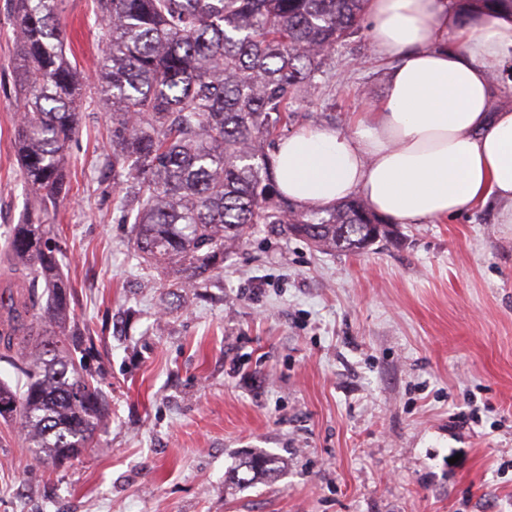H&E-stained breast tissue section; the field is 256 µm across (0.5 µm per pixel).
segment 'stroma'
<instances>
[{"label":"stroma","instance_id":"35a3bbf8","mask_svg":"<svg viewBox=\"0 0 512 512\" xmlns=\"http://www.w3.org/2000/svg\"><path fill=\"white\" fill-rule=\"evenodd\" d=\"M96 2L61 5L81 120L49 222L112 413L58 469L0 418V512H512V224L496 202L360 253L257 224L207 287L170 288L116 209ZM15 48L0 0V242L33 212ZM390 71L360 29L298 104L300 127L351 132ZM250 454L285 465L227 481Z\"/></svg>","mask_w":512,"mask_h":512}]
</instances>
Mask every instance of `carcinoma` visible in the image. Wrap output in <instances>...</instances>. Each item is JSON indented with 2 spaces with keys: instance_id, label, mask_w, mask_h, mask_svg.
Wrapping results in <instances>:
<instances>
[{
  "instance_id": "1",
  "label": "carcinoma",
  "mask_w": 512,
  "mask_h": 512,
  "mask_svg": "<svg viewBox=\"0 0 512 512\" xmlns=\"http://www.w3.org/2000/svg\"><path fill=\"white\" fill-rule=\"evenodd\" d=\"M61 0H10L18 31L13 63L23 109L15 143L24 186L38 212L5 242L30 304L14 296L0 308L46 305L29 323L0 332L7 350L32 345L15 367L19 392L0 380V417L18 418L29 447L63 465L90 447L110 403L73 355L91 337L66 326L71 288L62 248L43 223L45 209L70 190L65 171L77 133L80 74L66 56ZM463 24L512 0H454ZM365 0H98L109 33L100 91L112 103V173L119 209L133 225L134 248L148 263L179 274L177 288H202L222 268L224 251L255 224L329 251L358 252L388 219L360 198L329 208L298 205L279 191L275 154L299 121L329 60L360 30ZM280 468L274 456H249L232 471L239 484Z\"/></svg>"
}]
</instances>
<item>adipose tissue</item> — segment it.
Masks as SVG:
<instances>
[{
    "mask_svg": "<svg viewBox=\"0 0 512 512\" xmlns=\"http://www.w3.org/2000/svg\"><path fill=\"white\" fill-rule=\"evenodd\" d=\"M369 38L393 67L353 132L308 128L276 155L281 192L330 207L358 196L397 224L442 221L495 199L512 224V110L491 111L492 73L512 63V14L462 26L449 0H367ZM456 39L463 52L447 47Z\"/></svg>",
    "mask_w": 512,
    "mask_h": 512,
    "instance_id": "ef3b65f1",
    "label": "adipose tissue"
}]
</instances>
